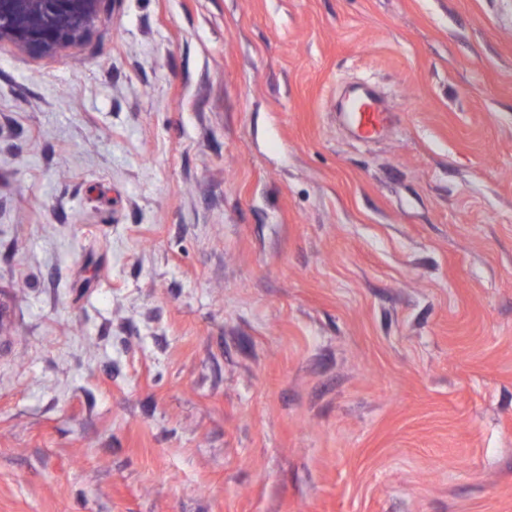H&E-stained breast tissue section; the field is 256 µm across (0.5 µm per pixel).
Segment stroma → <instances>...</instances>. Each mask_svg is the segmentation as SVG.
I'll use <instances>...</instances> for the list:
<instances>
[{
	"label": "stroma",
	"instance_id": "stroma-1",
	"mask_svg": "<svg viewBox=\"0 0 512 512\" xmlns=\"http://www.w3.org/2000/svg\"><path fill=\"white\" fill-rule=\"evenodd\" d=\"M0 512H512V0L0 44ZM392 120L391 114L383 108L369 103L362 112L356 113V126L359 133L366 138L377 134L379 130L387 126Z\"/></svg>",
	"mask_w": 512,
	"mask_h": 512
}]
</instances>
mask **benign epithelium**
Instances as JSON below:
<instances>
[{"mask_svg": "<svg viewBox=\"0 0 512 512\" xmlns=\"http://www.w3.org/2000/svg\"><path fill=\"white\" fill-rule=\"evenodd\" d=\"M102 5L103 0H0V44L54 53L83 38Z\"/></svg>", "mask_w": 512, "mask_h": 512, "instance_id": "obj_1", "label": "benign epithelium"}]
</instances>
